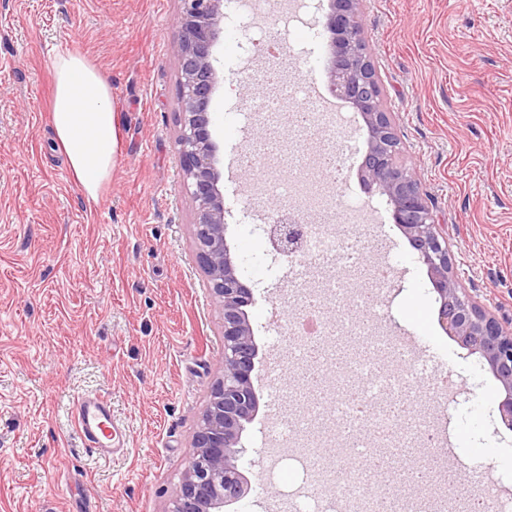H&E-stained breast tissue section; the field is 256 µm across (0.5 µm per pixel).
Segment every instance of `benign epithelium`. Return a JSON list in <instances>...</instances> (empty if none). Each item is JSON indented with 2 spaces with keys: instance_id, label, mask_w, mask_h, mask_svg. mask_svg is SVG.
<instances>
[{
  "instance_id": "obj_1",
  "label": "benign epithelium",
  "mask_w": 512,
  "mask_h": 512,
  "mask_svg": "<svg viewBox=\"0 0 512 512\" xmlns=\"http://www.w3.org/2000/svg\"><path fill=\"white\" fill-rule=\"evenodd\" d=\"M177 18L179 72V158L183 187L195 210L196 258L210 291L222 308L224 339L222 375L211 386L206 408L193 435L192 458L172 500L170 512H224V505L246 498L252 485L238 461L240 439L257 409L252 384L257 346L247 308L252 289L242 281L228 247L224 224V171L213 137L211 103L224 85V70L214 50L224 37L225 0H180ZM361 0H329V52L349 57L346 67L328 65L331 92L361 112L368 151L361 178L392 205V218L428 269L440 301V323L446 334L478 353L500 381L505 399L502 422L512 429V330L484 311L467 293L452 262L448 236L435 223L421 183L396 157L400 142L366 52L359 50ZM299 225L286 215L270 227L272 246L286 260L297 250Z\"/></svg>"
}]
</instances>
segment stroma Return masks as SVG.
<instances>
[{"instance_id":"stroma-1","label":"stroma","mask_w":512,"mask_h":512,"mask_svg":"<svg viewBox=\"0 0 512 512\" xmlns=\"http://www.w3.org/2000/svg\"><path fill=\"white\" fill-rule=\"evenodd\" d=\"M179 0H0V512H169L193 454L209 390L222 373V310L196 259L194 209L182 189L177 137ZM363 37L401 141L448 235L456 271L485 310L512 325V0H363ZM327 0H307L289 33L294 52L270 60L244 51L232 26L216 49L224 86L212 101L213 135L224 162L226 239L242 280L258 354V409L242 437V472L255 489L226 512H272L306 477L296 448L271 461L265 446L277 419L271 400L292 406L305 382L274 343L281 295L291 277L273 249L265 207L243 208L259 174L234 166L258 140L260 122L242 110L267 96L240 85L242 66L324 75ZM75 49L112 88L119 146L112 180L98 204L57 148L50 117L53 61ZM335 113L351 128L346 178L317 169L325 133L302 157L320 190L366 202L372 221L337 225V234L375 238L393 271L379 288L390 319L369 327L380 340L379 371L406 360L388 348L419 338L451 380L449 406L411 402L436 436L430 447L392 457L394 499L446 498L437 479L408 485L406 469L441 470L454 459L457 494L472 485L469 463H484L512 493V430L502 424L501 383L484 360L445 334L426 266L393 223L387 198L359 178L367 151L363 118L348 103ZM83 394L105 395L127 433V448L104 463L84 448L70 417Z\"/></svg>"}]
</instances>
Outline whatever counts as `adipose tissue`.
Listing matches in <instances>:
<instances>
[{"label": "adipose tissue", "instance_id": "ef3b65f1", "mask_svg": "<svg viewBox=\"0 0 512 512\" xmlns=\"http://www.w3.org/2000/svg\"><path fill=\"white\" fill-rule=\"evenodd\" d=\"M50 112L54 134L87 203H97L112 179L118 115L99 68L77 51L58 54Z\"/></svg>", "mask_w": 512, "mask_h": 512}]
</instances>
